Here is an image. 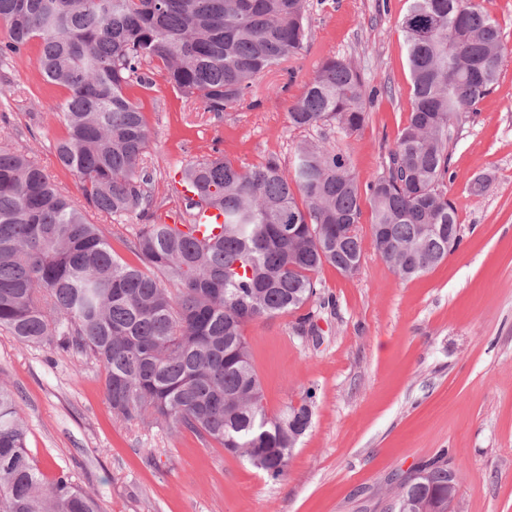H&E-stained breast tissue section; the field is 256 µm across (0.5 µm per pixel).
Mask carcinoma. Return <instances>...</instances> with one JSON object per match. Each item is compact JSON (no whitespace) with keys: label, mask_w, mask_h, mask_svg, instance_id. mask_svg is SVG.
<instances>
[{"label":"carcinoma","mask_w":512,"mask_h":512,"mask_svg":"<svg viewBox=\"0 0 512 512\" xmlns=\"http://www.w3.org/2000/svg\"><path fill=\"white\" fill-rule=\"evenodd\" d=\"M309 0H0V63L39 41L37 67L68 91L58 117V163L80 179L84 203L27 154L0 150V329L92 360L104 394L127 422H164L216 443L267 477L286 474L295 434L311 424L307 390L275 416L262 403L246 324L299 311L318 295L328 263L349 276L362 263L363 205L381 259L400 278L426 273L460 244L448 197L459 125L495 85L499 24L474 0H410L401 26L412 83L407 124L386 172L361 185L348 157L310 140L291 167L271 158L241 168L222 156L184 167L201 202L224 212L222 233L199 244L176 224H145L113 251L109 220L152 206L144 165L149 131L125 93L157 64L205 112L244 100L268 69L308 44ZM367 90L348 60L328 58L290 108L291 124L366 120ZM448 499V462L433 459L396 485L394 512H428ZM0 512H99L61 472L30 460L13 394L0 386Z\"/></svg>","instance_id":"obj_1"}]
</instances>
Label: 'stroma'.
<instances>
[{
	"label": "stroma",
	"instance_id": "1",
	"mask_svg": "<svg viewBox=\"0 0 512 512\" xmlns=\"http://www.w3.org/2000/svg\"><path fill=\"white\" fill-rule=\"evenodd\" d=\"M478 2L502 30L504 60L451 156L460 246L401 280L377 256L363 214L359 271L345 276L326 264L317 274L321 300L307 309L318 340L298 335L294 313L244 328L269 415L314 393L311 426L286 475L270 479L189 431L117 418L98 366L0 330V385L14 393L45 477L68 470L102 512H384L396 476L443 454L458 476L456 512H512V0ZM407 7L310 0L307 50L219 114L197 110L160 71L152 85L128 87L150 131L153 207L112 224L115 253L135 263L125 241L142 224L189 223L175 176L216 153L240 167L272 157L285 166L299 141L312 140L345 152L360 183L385 172L386 147L411 110L400 25ZM38 51L30 42L0 66V146L25 151L77 199L78 179L53 149L66 133L58 112L67 92L35 67ZM330 57L352 61L379 90L366 102L363 127H293L292 104ZM480 174L490 185L474 197L468 185Z\"/></svg>",
	"mask_w": 512,
	"mask_h": 512
}]
</instances>
